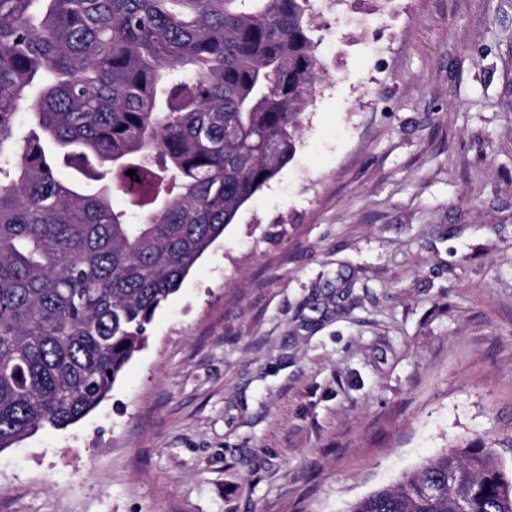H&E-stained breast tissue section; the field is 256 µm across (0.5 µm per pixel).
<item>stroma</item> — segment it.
Masks as SVG:
<instances>
[{
    "instance_id": "1",
    "label": "stroma",
    "mask_w": 512,
    "mask_h": 512,
    "mask_svg": "<svg viewBox=\"0 0 512 512\" xmlns=\"http://www.w3.org/2000/svg\"><path fill=\"white\" fill-rule=\"evenodd\" d=\"M295 156L0 512H348L482 439L512 472V0H313Z\"/></svg>"
}]
</instances>
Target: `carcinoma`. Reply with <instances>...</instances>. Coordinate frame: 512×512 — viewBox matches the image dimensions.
<instances>
[{
    "label": "carcinoma",
    "mask_w": 512,
    "mask_h": 512,
    "mask_svg": "<svg viewBox=\"0 0 512 512\" xmlns=\"http://www.w3.org/2000/svg\"><path fill=\"white\" fill-rule=\"evenodd\" d=\"M314 27L310 0H0V450L98 407L293 158ZM349 512H512V478L479 440Z\"/></svg>",
    "instance_id": "carcinoma-1"
}]
</instances>
